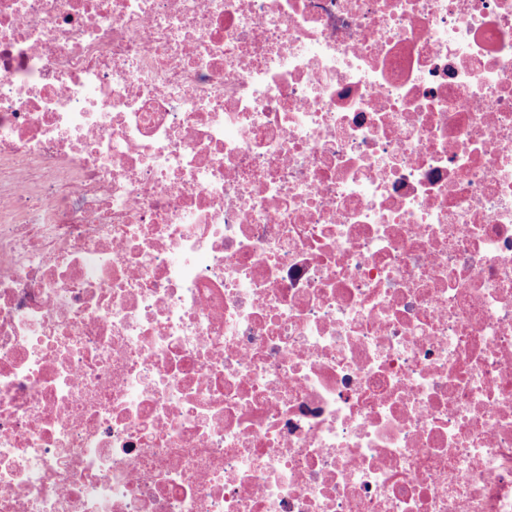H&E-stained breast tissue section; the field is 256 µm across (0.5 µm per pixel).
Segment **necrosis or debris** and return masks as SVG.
I'll list each match as a JSON object with an SVG mask.
<instances>
[{
    "instance_id": "obj_1",
    "label": "necrosis or debris",
    "mask_w": 512,
    "mask_h": 512,
    "mask_svg": "<svg viewBox=\"0 0 512 512\" xmlns=\"http://www.w3.org/2000/svg\"><path fill=\"white\" fill-rule=\"evenodd\" d=\"M0 512H512V0H0Z\"/></svg>"
}]
</instances>
